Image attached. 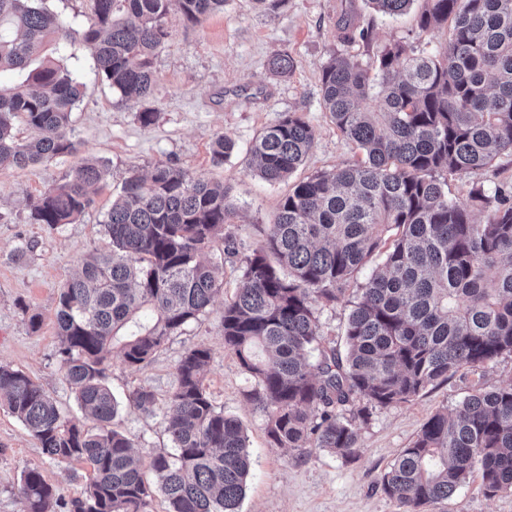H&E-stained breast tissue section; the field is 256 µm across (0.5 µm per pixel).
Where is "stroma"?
I'll use <instances>...</instances> for the list:
<instances>
[{
	"label": "stroma",
	"instance_id": "stroma-1",
	"mask_svg": "<svg viewBox=\"0 0 512 512\" xmlns=\"http://www.w3.org/2000/svg\"><path fill=\"white\" fill-rule=\"evenodd\" d=\"M368 25L374 34L371 44L348 39V32ZM168 27L170 37L153 63L156 88L149 105L158 118L149 127L137 120L136 106L122 101L101 80L86 48L72 46L63 60L88 87L87 97L72 114L80 156L107 167L92 207L78 221L51 228L29 219L31 203L71 174L74 158L0 171V365L22 370L65 415H79L56 356L60 290L83 257L107 248L102 221L130 171L145 174L156 163L172 162L228 187L232 212L224 231L234 238L237 252L224 258L223 290L210 310L172 335L147 363L131 368L108 358L113 393L122 397L146 387L158 402H165L176 385L183 355L195 347L208 348L212 359L204 384L214 405L239 419L248 437L252 468L241 512H401L381 489L384 472L436 411L455 407L475 389L512 384V356L461 368L411 402L373 410L368 422L356 424L359 447L352 456L321 448L287 452L270 444L262 413L246 397L255 381L224 346L222 314L225 300L238 287L246 257L263 242L293 181L346 167L359 156L322 105V65L335 54L366 61L395 42L428 54L446 44L448 31L420 32L415 13L384 16L372 12L364 0H287L274 14L264 12L254 0H227L223 12L193 27L185 26L178 12H170ZM280 51L295 62L285 78L268 69L269 59ZM286 112L299 113L309 122L316 131L315 145L292 181L271 184L253 172L250 147L262 129ZM218 134L234 143L220 167L211 162V143ZM477 182L502 187L512 196V154L500 155L481 176L449 179L448 194L467 199ZM366 278V273H359L344 300L322 308L324 341L340 342ZM34 314L41 317L36 329L30 325ZM114 426L130 439L141 463L170 447L161 414L126 406ZM34 466L40 467L63 504L80 497L93 475L88 464L47 458L28 428L0 408V512H24L21 478ZM419 512H512V493L488 496L476 471L448 500L422 506Z\"/></svg>",
	"mask_w": 512,
	"mask_h": 512
}]
</instances>
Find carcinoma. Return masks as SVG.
Returning a JSON list of instances; mask_svg holds the SVG:
<instances>
[{
	"label": "carcinoma",
	"mask_w": 512,
	"mask_h": 512,
	"mask_svg": "<svg viewBox=\"0 0 512 512\" xmlns=\"http://www.w3.org/2000/svg\"><path fill=\"white\" fill-rule=\"evenodd\" d=\"M391 17L416 0H365ZM177 4L196 25L226 0H91L75 30L43 0H0V170L75 157L72 112L87 87L55 62L67 46L87 47L101 76L149 127L157 111L153 59L169 37ZM448 26V41L420 56L400 42L366 63L333 55L321 68V98L336 128L362 157L293 184L245 259L241 286L224 302V346L255 379L249 400L278 448H324L349 456L357 430L346 412L407 403L464 367L512 356V198L474 187L448 198V177L477 174L512 154V0H424L418 28ZM273 73L293 59L278 53ZM380 107L372 111L367 102ZM34 136L22 140L16 123ZM315 129L287 112L256 137L261 178L282 182L314 146ZM234 144L215 137L211 160L224 165ZM102 162L80 158L73 173L32 206L30 221L51 228L76 222L104 181ZM222 183L159 162L147 176L130 171L106 212L109 248L86 258L61 290L57 356L81 421L64 415L21 370L0 365V405L30 430L51 460L83 461L94 477L68 512H150L154 493L168 512H240L251 469L240 422L217 409L203 381L211 352L196 347L177 366L164 432L174 452L150 456L144 479L130 441L112 427L120 403L107 382L114 356L128 367L149 361L169 336L207 313L223 287L212 252H235L224 234L230 214ZM487 211L484 221L474 210ZM349 314L345 353L322 343L319 310L333 305L368 264ZM319 351L315 361L307 352ZM127 404L155 411L138 387ZM487 495L512 492V385L479 388L453 413L423 425L381 478L403 512L451 497L474 470ZM26 512H56L39 468L27 469Z\"/></svg>",
	"instance_id": "cac0c4a2"
}]
</instances>
